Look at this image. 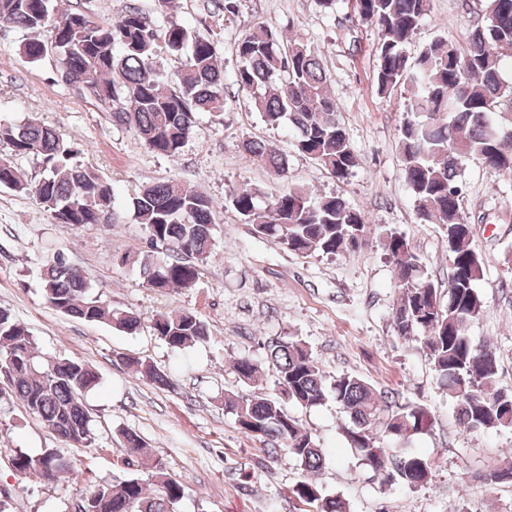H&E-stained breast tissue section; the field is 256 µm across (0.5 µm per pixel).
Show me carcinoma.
<instances>
[{
  "label": "carcinoma",
  "instance_id": "carcinoma-1",
  "mask_svg": "<svg viewBox=\"0 0 512 512\" xmlns=\"http://www.w3.org/2000/svg\"><path fill=\"white\" fill-rule=\"evenodd\" d=\"M51 0H0V21L26 32H50L51 41L29 39L23 54L32 62L49 61L68 87L92 98L112 118L134 130L152 152L177 156L193 133L200 112L221 115L226 109L223 68L213 42L171 24L159 27L150 15L132 7L112 23L97 22L81 12H60ZM431 12V0H354V15L377 29L375 84L386 95L407 84L412 96L403 106L400 150L404 179L423 224L445 227L451 272L448 288L435 283L426 266L408 250L405 239L388 232L384 246L391 256L399 296L392 312L394 330L421 344L437 383L453 401L458 423L468 431L512 428V391L496 385L495 351L474 342L468 323L481 316L485 302L477 288L483 276L479 252L473 246L475 225L461 208V165L472 159L512 179V82L503 67L512 65V0H486L483 21L459 41L439 36L410 56L408 46ZM179 55L188 50L177 73L168 78L155 65L159 46ZM239 65L231 80L250 96L252 108L265 123H286L294 134V150L312 160L338 181L358 165L338 118L336 101L327 90L328 74L313 47L284 43L276 28L260 24L246 31L236 48ZM0 142L14 156H33L39 172L27 175L8 160H0V185L34 195L61 224L81 227L112 221V184L93 168L76 161L78 150L37 119L0 126ZM244 151L281 175L288 159L265 144L248 139ZM227 205L255 232L299 255L344 256L361 248L368 225L362 212L338 195L313 197L300 187L274 195L243 185ZM133 210L149 244L177 255L155 266L138 258L144 284L157 292L186 288L196 282L214 256L213 201L173 182L143 188ZM185 254L189 259H180ZM41 291L60 313L86 322L106 323L133 333L140 317L101 301L83 272L57 253L45 261ZM153 330L177 352L204 342L207 323L186 312L160 313ZM13 354L9 366L10 393L55 435L75 447L95 440L92 417L82 396L99 383L86 364L70 359H46L29 328L0 308V346ZM267 359L275 367L277 395L255 392L227 397L224 409L239 429L267 444L271 459L286 451L300 467L302 479L293 493L314 512H350L338 494L327 493L309 479L326 461L323 448L285 410L286 399L301 407L322 404L332 396L348 418L343 435L359 464L372 473L381 489L394 485L420 487L432 474L429 459L405 448L412 437L433 425L428 409L397 393L378 391L350 373L328 375L309 348L293 336L272 338ZM143 377L158 388L171 385L167 374L147 360L132 359ZM262 363L233 360L231 369L245 384L255 380ZM125 462L152 468V487L135 475L98 485L87 512H176L185 494L182 481L153 459L144 440L122 431ZM16 473L41 471L51 481L72 472L71 464L51 449L39 455L13 456Z\"/></svg>",
  "mask_w": 512,
  "mask_h": 512
}]
</instances>
